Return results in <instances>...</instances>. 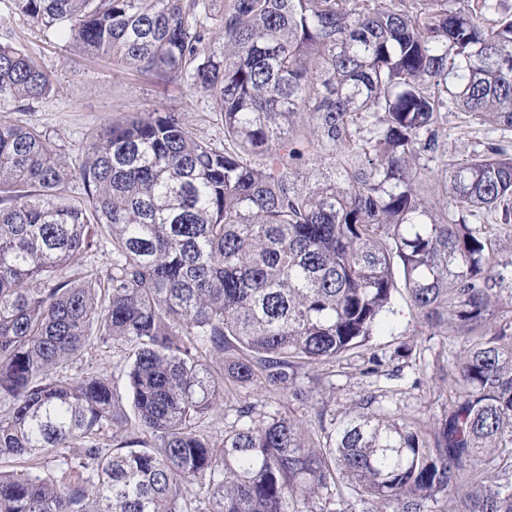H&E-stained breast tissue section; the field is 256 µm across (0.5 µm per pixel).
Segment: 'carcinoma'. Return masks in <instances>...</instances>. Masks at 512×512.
Returning a JSON list of instances; mask_svg holds the SVG:
<instances>
[{"label":"carcinoma","instance_id":"cac0c4a2","mask_svg":"<svg viewBox=\"0 0 512 512\" xmlns=\"http://www.w3.org/2000/svg\"><path fill=\"white\" fill-rule=\"evenodd\" d=\"M7 2L79 54L186 80L224 144L158 112L70 166L0 122V459L22 463L0 512H512V154L440 137L450 112L512 130L509 0H224L218 54L209 0ZM52 89L0 42L1 106ZM104 232L103 274L82 259ZM400 288L415 335L465 339L434 425L369 391L324 441L251 407L220 444L203 431L228 338L231 382L305 401L290 370L361 346ZM108 342L131 417L69 374Z\"/></svg>","mask_w":512,"mask_h":512}]
</instances>
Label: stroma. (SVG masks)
Instances as JSON below:
<instances>
[{"label":"stroma","instance_id":"obj_1","mask_svg":"<svg viewBox=\"0 0 512 512\" xmlns=\"http://www.w3.org/2000/svg\"><path fill=\"white\" fill-rule=\"evenodd\" d=\"M9 37L50 73L54 94L31 103L24 111L0 112V121L33 125L50 136L61 148L66 163H73L90 139L102 133L112 119L122 116L146 118L157 112H175L202 137L221 141L222 128L209 99L191 93L185 84L142 75L110 59H89L75 54L65 40L45 36L26 17L8 14L0 4V38ZM441 138L457 154L469 153L477 142L489 139L512 149V131H484L461 112L448 115ZM396 323L392 330L373 337L361 348L347 353L336 363L319 369L304 368L296 373L299 385L311 388V400L301 402L287 392H268L254 385L226 384L224 411L214 417L208 429L214 441L244 406L254 407L257 416L294 415L312 431L340 422L360 393L383 390L386 405L398 413L419 415L427 423L442 415L447 395L435 380L437 368L460 349V338L445 333L423 339L411 354L399 356L398 348L411 340L415 322L404 300H397ZM382 358L386 369L399 370V378L368 375L370 356ZM125 349L111 343L97 346L74 364L72 372L93 373L111 381L114 390L127 395L124 376L115 370Z\"/></svg>","mask_w":512,"mask_h":512}]
</instances>
